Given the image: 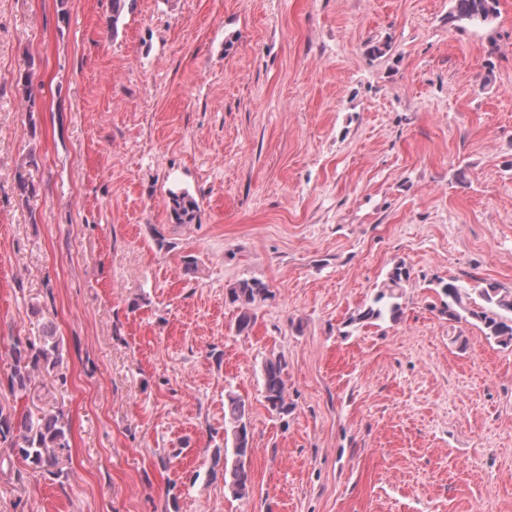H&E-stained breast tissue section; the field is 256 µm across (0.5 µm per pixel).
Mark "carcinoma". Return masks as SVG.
<instances>
[{"mask_svg": "<svg viewBox=\"0 0 512 512\" xmlns=\"http://www.w3.org/2000/svg\"><path fill=\"white\" fill-rule=\"evenodd\" d=\"M497 3L498 0H454L451 18L489 24L497 16ZM167 209L174 224L200 221V204L186 188L168 190ZM410 277L411 271L405 264H395L372 303L357 314L356 320L370 322L386 317L396 320L401 309L398 302L400 290ZM440 290L442 313L448 316V321L458 323L472 318L483 325L486 338L504 348L512 347V289L489 283L476 290L451 277L440 283ZM475 292L479 296L477 300L472 298ZM271 295L269 286L256 279L240 280L229 289V302L238 311V333H247L253 328L255 305ZM11 356L12 366L6 385L9 394L16 399L30 392L39 373H50L62 365L60 343L52 330L45 331L37 339L14 342ZM285 368L286 362L280 356L267 358L263 365L265 400L278 415H286L292 410L287 398ZM248 415L245 400L232 391L227 392L224 421L231 425L233 460L230 466L224 467V487L237 499L249 496L252 491ZM70 435V420L61 407L49 412L29 411L18 418L14 406L8 402L0 403V446L5 448L0 454V466L5 463L11 466L17 458L34 472L53 468L60 473L65 461L69 460L66 452L70 448Z\"/></svg>", "mask_w": 512, "mask_h": 512, "instance_id": "obj_1", "label": "carcinoma"}]
</instances>
